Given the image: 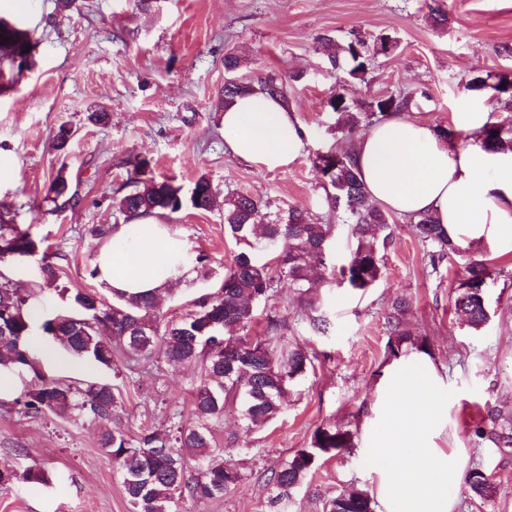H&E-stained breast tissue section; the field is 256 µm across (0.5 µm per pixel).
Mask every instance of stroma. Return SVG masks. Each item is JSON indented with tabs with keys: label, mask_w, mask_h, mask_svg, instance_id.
Listing matches in <instances>:
<instances>
[{
	"label": "stroma",
	"mask_w": 512,
	"mask_h": 512,
	"mask_svg": "<svg viewBox=\"0 0 512 512\" xmlns=\"http://www.w3.org/2000/svg\"><path fill=\"white\" fill-rule=\"evenodd\" d=\"M435 2L447 11V23H433ZM0 17L40 43L29 69L5 73L14 87L0 95V212L42 240L60 270V285L72 291L98 286L91 276L99 246L92 230L125 223L117 203L131 189V157L146 159L153 176L172 181L186 199L204 177L219 198L238 191L272 213L305 208L314 221L335 225L331 256L340 265L353 245L351 227L331 212V188L313 166L317 153L350 142L327 105L332 93L355 106L411 92L413 117L434 127L453 126L458 112H482L512 125V109L490 92L467 88L474 76L512 73V0H0ZM382 33L394 37V48L377 55L361 80L347 65L332 68L318 42L328 35L343 45L355 34L370 40ZM229 52L239 59L231 74L224 68ZM270 72L286 82L287 105L310 133L295 163L276 170L227 153L219 106L228 76L253 82ZM93 112L107 113L106 123L89 122ZM63 125L73 136L60 149L54 136ZM61 169L76 203L47 198ZM164 219L190 251L211 258L209 271L170 288L160 306L167 321L214 291L236 247L224 234L221 201L208 211L186 202ZM392 224L383 277L374 288L363 294L339 282L321 288L327 333L312 330L293 288L278 281L271 306L285 320L287 336L325 357L295 384L274 422L248 434L230 411L214 426L216 451L242 479L195 512H271L268 477L281 460L309 447L317 427L336 424L360 433L389 362L386 316L400 296L410 302L408 331L427 337L433 364L458 396L451 419L471 469L493 477L487 497L462 485L458 512H512V445L504 442L512 436V253H491L480 242L466 247V256L486 259L492 270L485 290L490 320L474 331L454 308L465 257L431 264L409 221L397 216ZM40 263L36 256L0 263V276L48 315L64 303L42 289ZM41 343L34 358L43 374L74 384L120 385L118 416L130 434L167 429L175 414L190 413L201 380L196 366L141 367L125 383L115 370L74 358L49 337ZM32 381L25 370L0 377V469L38 467L52 481L0 487V512H132L98 446L96 425L21 413L16 400ZM478 422L485 438L473 433ZM353 488L367 491L371 484L351 448L318 461L288 512H323L329 498Z\"/></svg>",
	"instance_id": "35a3bbf8"
}]
</instances>
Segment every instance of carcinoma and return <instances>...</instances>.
<instances>
[{"instance_id": "obj_1", "label": "carcinoma", "mask_w": 512, "mask_h": 512, "mask_svg": "<svg viewBox=\"0 0 512 512\" xmlns=\"http://www.w3.org/2000/svg\"><path fill=\"white\" fill-rule=\"evenodd\" d=\"M0 65L7 62L21 69L25 63L17 57L32 56L39 41L29 31L0 20ZM352 61L349 75L360 78L368 71L372 48L361 37L345 46H337ZM490 88L493 97L512 105V78L501 75L493 84L481 76L472 78L468 89ZM257 91L286 98L282 79L273 74L258 78L254 84L239 83L224 87L220 98L225 108L245 92ZM411 99L389 95L353 108L345 97L333 94L328 101L338 114V124L351 130L372 126L384 118L407 110ZM485 148L512 147V127L488 121L482 130ZM313 164L323 182L334 193L327 196L333 209H341L352 222L356 244L346 264L340 269L342 281L354 290H366L383 275L381 250L392 238L390 214L367 195L351 153L327 151L316 154ZM134 189L119 200V209L131 217L156 210L176 212L183 205L180 189L147 177L144 162L130 159ZM190 202L198 210H210L214 191L205 177H200L191 192ZM262 204L245 193L224 196V230L235 241L237 252L224 271L219 288L194 303V309L178 321L162 322L159 300L152 296L139 299L114 297L107 302L95 290L75 293L59 287V269L47 258L40 266L43 285L65 299L66 307L40 323L28 316V297L13 288L9 280L0 281V370L29 368L37 382L25 393L22 402L32 415H53L60 419L79 416L99 427V443L113 473L132 506V512H187L185 503L222 497L240 481L237 471L224 466L213 454L210 423L224 418V409L236 407L239 420L254 431L276 420L288 403L293 381L315 367L317 355L288 340L278 313L266 315L264 335L252 336L257 308L270 301L278 279H288L295 295L307 309L317 310V290L335 278L330 262L333 225L319 224L300 207H290L268 224L258 223ZM414 235L430 247V259L458 252L448 231L429 215L411 224ZM39 244L29 231L11 224L0 214V263L36 254ZM491 273L484 261L470 258L457 287L455 308L466 325L478 330L489 320L484 303L487 279ZM408 304L395 300L387 318V349L395 359L405 353L411 336L405 330ZM59 341L69 354L105 368L124 354L128 367L153 365V355H160L172 367L201 364L203 378L192 401V419L177 421L173 429H144L129 435L116 419L123 406L120 387L94 382L82 386L47 378L37 371L29 340L35 331ZM353 434L336 426L314 431L310 447L301 448L271 471L268 479L274 508L286 509L293 490L315 468L319 459L334 451L352 447ZM201 466L199 477L188 476V463ZM23 479L30 483L50 484L41 469H26L0 476V486ZM471 490L486 496L492 492L493 479L479 470L466 476ZM324 512H374L373 498L366 492H343L324 504Z\"/></svg>"}]
</instances>
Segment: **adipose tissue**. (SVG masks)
Masks as SVG:
<instances>
[{
    "label": "adipose tissue",
    "mask_w": 512,
    "mask_h": 512,
    "mask_svg": "<svg viewBox=\"0 0 512 512\" xmlns=\"http://www.w3.org/2000/svg\"><path fill=\"white\" fill-rule=\"evenodd\" d=\"M482 116L458 113L471 145L446 141L427 123L393 116L361 134L352 157L369 197L401 216L432 215L457 245L479 241L512 253V149L480 145ZM227 151L236 159L284 168L301 155L305 129L285 102L237 96L224 110ZM186 241L160 213L114 225L97 250V281L115 295H163L191 276ZM457 395L423 353L392 360L374 388L358 452L366 461L379 512H455L468 468L467 449L444 448Z\"/></svg>",
    "instance_id": "1"
}]
</instances>
